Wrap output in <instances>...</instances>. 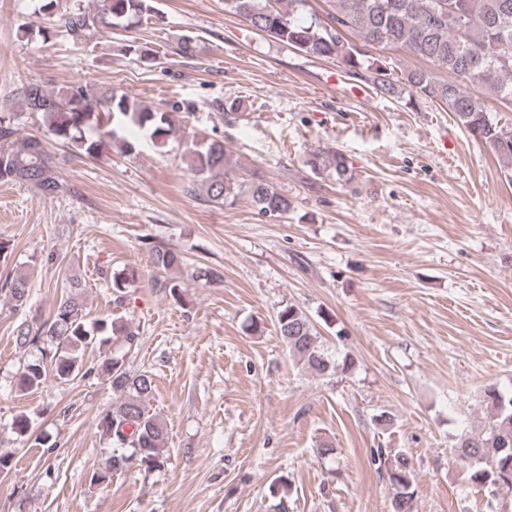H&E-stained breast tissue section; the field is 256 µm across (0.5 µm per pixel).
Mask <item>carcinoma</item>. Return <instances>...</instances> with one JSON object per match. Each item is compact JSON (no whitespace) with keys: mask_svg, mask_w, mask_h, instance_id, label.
Returning <instances> with one entry per match:
<instances>
[{"mask_svg":"<svg viewBox=\"0 0 512 512\" xmlns=\"http://www.w3.org/2000/svg\"><path fill=\"white\" fill-rule=\"evenodd\" d=\"M154 0H96L90 11L76 10L64 18V27L75 37L97 32L129 33L148 23L155 14ZM330 12L322 19L307 12L308 0H224V10L242 18L249 27L285 46L317 58H333L346 74L362 79L384 96L408 94L405 106L420 101L447 105L468 135L487 146L503 163L506 180L512 181V130L499 125L485 108L491 94L512 100V0H329ZM354 32L362 46L351 43ZM178 51L187 57L200 50L198 37L183 34ZM368 47L398 48L455 76L441 80L424 68L402 72L401 84L390 79L385 63L369 57ZM472 85L467 90L460 83ZM24 104L40 112L51 134L75 153L93 157L108 144H118L126 154L137 143L126 132L134 127L151 143L164 148L171 140H183V160L191 190L216 206L233 205L248 191L253 207L262 216L281 218L294 210L292 201L276 186L255 178L248 188L233 174L235 165L224 141L187 138L175 124L172 113L151 109L128 94L88 83L73 84L49 92L30 83L23 90ZM315 176L327 175L341 185L354 175L345 155L337 150L316 148L306 160ZM19 182L44 197L64 188L56 175L53 157L42 139L15 137L10 122L0 120V183ZM153 267L168 272L183 265L182 256L161 245L150 247ZM138 279V270L125 268L112 276V292L121 294ZM9 307L14 312L30 301L26 277L18 275L7 288ZM83 285L73 280L56 301L48 320L32 330L22 322L16 341L37 349L39 356L24 365L17 380L23 393L38 390L48 378L70 382L94 373L85 367L89 348L102 346L109 332L123 346L138 345V333L102 320L93 330L84 321ZM275 323L281 340L302 368L319 375H332L350 367L336 362L317 336L307 314L293 304L281 306ZM98 369L107 376L115 400L101 414L98 428L112 443L108 463L93 472L91 483L112 481V475L136 465L146 472L164 466L166 426L147 403L155 391L148 371L130 369L126 355L112 353ZM486 415L479 431L456 437L454 451L467 468L469 481L497 500L503 490L512 491V392L496 387L484 390ZM388 464L393 512H410L415 494L409 459L398 455Z\"/></svg>","mask_w":512,"mask_h":512,"instance_id":"obj_1","label":"carcinoma"}]
</instances>
